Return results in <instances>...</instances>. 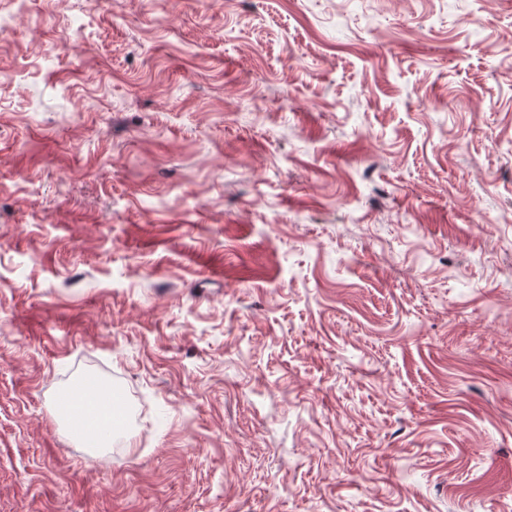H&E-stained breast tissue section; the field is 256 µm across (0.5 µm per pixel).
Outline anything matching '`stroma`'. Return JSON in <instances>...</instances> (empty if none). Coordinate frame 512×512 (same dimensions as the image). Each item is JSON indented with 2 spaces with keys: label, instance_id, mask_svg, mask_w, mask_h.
<instances>
[{
  "label": "stroma",
  "instance_id": "obj_1",
  "mask_svg": "<svg viewBox=\"0 0 512 512\" xmlns=\"http://www.w3.org/2000/svg\"><path fill=\"white\" fill-rule=\"evenodd\" d=\"M0 512H512V0H0Z\"/></svg>",
  "mask_w": 512,
  "mask_h": 512
}]
</instances>
